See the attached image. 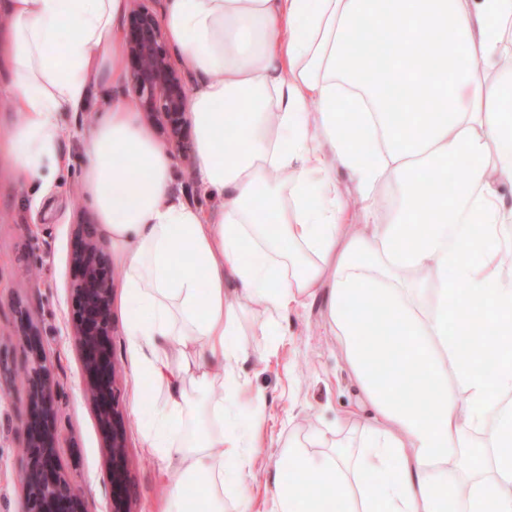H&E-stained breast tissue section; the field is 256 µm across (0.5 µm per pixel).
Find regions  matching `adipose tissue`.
<instances>
[{
  "label": "adipose tissue",
  "instance_id": "obj_1",
  "mask_svg": "<svg viewBox=\"0 0 512 512\" xmlns=\"http://www.w3.org/2000/svg\"><path fill=\"white\" fill-rule=\"evenodd\" d=\"M129 6L10 0L24 114L10 142L19 181L47 182L61 113L93 86L112 97L83 134L80 177L122 271L132 357L165 390L135 406L145 447L178 462L163 512H186L201 476L198 512H224L225 486L247 491L265 403L239 417L235 368L264 351L240 343L241 316L261 310L266 335L321 294L372 415L352 441L280 440L290 477L272 512H512V338L469 346L473 316L512 313V0H168L164 29L201 77L187 112L207 213L173 192L171 151L123 92ZM363 28L386 50L369 72L351 53ZM427 32L438 41L412 55ZM392 86L418 105L411 131ZM450 176L453 192H428ZM420 383L427 411L409 394Z\"/></svg>",
  "mask_w": 512,
  "mask_h": 512
}]
</instances>
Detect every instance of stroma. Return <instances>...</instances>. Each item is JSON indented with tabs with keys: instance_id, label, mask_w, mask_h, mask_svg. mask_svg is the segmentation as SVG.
Segmentation results:
<instances>
[{
	"instance_id": "1",
	"label": "stroma",
	"mask_w": 512,
	"mask_h": 512,
	"mask_svg": "<svg viewBox=\"0 0 512 512\" xmlns=\"http://www.w3.org/2000/svg\"><path fill=\"white\" fill-rule=\"evenodd\" d=\"M7 33L0 29V358L22 365L24 354L15 343L20 322L17 306H24L39 330L47 353L55 362L60 382L58 404L62 438L57 450L61 466L76 475L89 512H109L106 450L102 433L86 403L81 368L70 326L72 297L71 252L77 224L93 220L78 168L83 153L80 133L110 106L91 89L81 112H67L68 130L60 143L64 168L47 187H26L17 181L6 143L23 115L7 92ZM257 310H246L240 341L262 344L261 362H248L238 373L245 395L261 394L266 416L256 442L267 459L278 456L277 441L295 432L361 426L368 415L361 394L349 374L340 345L326 322L323 299L291 307L279 320L276 335L262 336ZM112 353L119 381V402L128 421V469L133 512H160L165 497L164 465L144 448L133 406L139 398L154 397L159 388L150 372L134 373L127 338L114 328ZM21 383L0 391V512H19L23 478L21 437L17 417L22 409Z\"/></svg>"
}]
</instances>
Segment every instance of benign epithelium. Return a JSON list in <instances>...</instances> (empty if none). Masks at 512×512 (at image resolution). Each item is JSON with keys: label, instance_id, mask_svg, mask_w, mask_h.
<instances>
[{"label": "benign epithelium", "instance_id": "benign-epithelium-1", "mask_svg": "<svg viewBox=\"0 0 512 512\" xmlns=\"http://www.w3.org/2000/svg\"><path fill=\"white\" fill-rule=\"evenodd\" d=\"M125 41L129 85L141 112L147 121L160 123L182 160L191 162L183 142L186 83L171 63L161 18L145 0H133L129 7ZM75 238L71 327L81 362L83 394L105 442L111 512H132L127 495V426L119 405L112 355L115 279L96 225H77ZM19 315L18 339L26 358L19 371L0 364V375L7 381L19 376L25 384L19 415L24 448L20 512H88L80 483L57 459L61 421L56 399L60 384L54 362L40 346L38 330L27 323L26 312L21 310Z\"/></svg>", "mask_w": 512, "mask_h": 512}]
</instances>
